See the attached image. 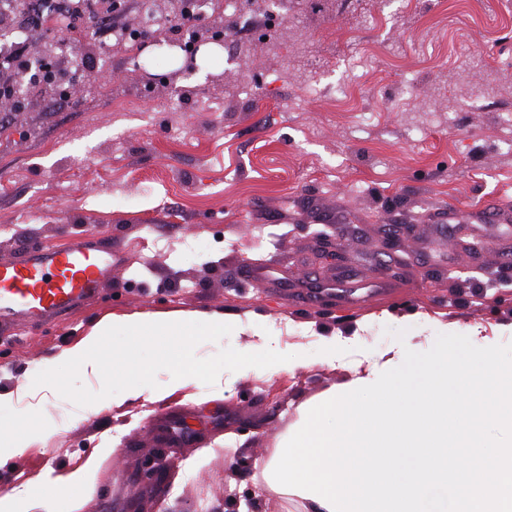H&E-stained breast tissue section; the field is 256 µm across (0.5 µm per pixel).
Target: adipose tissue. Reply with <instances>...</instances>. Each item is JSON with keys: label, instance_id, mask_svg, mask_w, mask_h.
Wrapping results in <instances>:
<instances>
[{"label": "adipose tissue", "instance_id": "obj_1", "mask_svg": "<svg viewBox=\"0 0 512 512\" xmlns=\"http://www.w3.org/2000/svg\"><path fill=\"white\" fill-rule=\"evenodd\" d=\"M237 323L228 322L222 311H188L175 316L150 313L139 315H107L95 323L77 343L62 350L53 360L57 370L72 367L99 369L100 355L109 336L121 331L130 337V344L113 349V373L128 377L124 398L138 400L142 387L136 380L141 368L135 357L140 346L156 350L159 357L173 366L175 385H189L202 376L223 373L224 363L217 360L192 362L187 347L194 337L220 339L224 334L240 331ZM99 464L91 459L69 473L40 481L44 512H76L80 501L91 498L97 491Z\"/></svg>", "mask_w": 512, "mask_h": 512}]
</instances>
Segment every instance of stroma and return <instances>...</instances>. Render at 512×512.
Returning a JSON list of instances; mask_svg holds the SVG:
<instances>
[{
    "instance_id": "1",
    "label": "stroma",
    "mask_w": 512,
    "mask_h": 512,
    "mask_svg": "<svg viewBox=\"0 0 512 512\" xmlns=\"http://www.w3.org/2000/svg\"><path fill=\"white\" fill-rule=\"evenodd\" d=\"M179 2L157 0L162 34L133 46L0 19L28 60L64 46L85 75L66 104L30 85L0 112V262L85 239L114 264L68 317L0 327V393L23 392L11 418L37 421L24 454L0 459V494L30 499L37 477L106 448L79 512H309L258 463L311 408L442 333L512 343V0H294L297 28L275 45L238 37L264 0L212 7L199 26L222 37L217 71L171 69ZM326 224L342 250L320 265L311 232ZM391 233L393 272L375 257ZM194 310L245 326L189 346L223 361L220 378L154 400L171 371L143 349L136 402L97 410L125 384L108 368L39 396L46 359L103 316ZM154 451L162 480L139 481ZM241 456L253 467L234 469Z\"/></svg>"
}]
</instances>
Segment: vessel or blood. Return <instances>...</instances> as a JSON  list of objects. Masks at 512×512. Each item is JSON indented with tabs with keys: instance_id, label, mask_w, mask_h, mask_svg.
Returning a JSON list of instances; mask_svg holds the SVG:
<instances>
[{
	"instance_id": "obj_1",
	"label": "vessel or blood",
	"mask_w": 512,
	"mask_h": 512,
	"mask_svg": "<svg viewBox=\"0 0 512 512\" xmlns=\"http://www.w3.org/2000/svg\"><path fill=\"white\" fill-rule=\"evenodd\" d=\"M111 272L108 247L29 249L21 259L0 264V322L67 315L74 302L94 297Z\"/></svg>"
}]
</instances>
